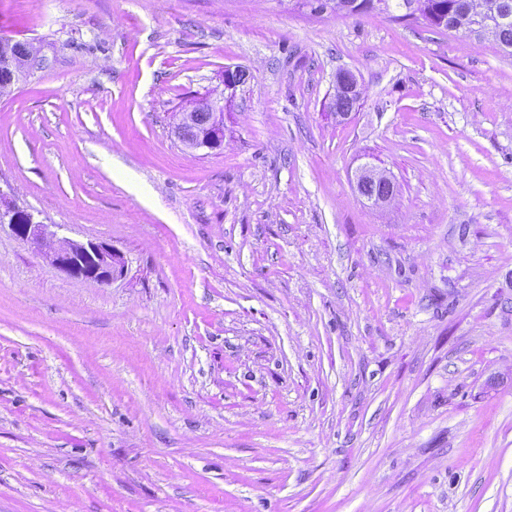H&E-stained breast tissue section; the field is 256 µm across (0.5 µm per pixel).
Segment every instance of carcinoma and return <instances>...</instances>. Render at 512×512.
Here are the masks:
<instances>
[{
	"label": "carcinoma",
	"mask_w": 512,
	"mask_h": 512,
	"mask_svg": "<svg viewBox=\"0 0 512 512\" xmlns=\"http://www.w3.org/2000/svg\"><path fill=\"white\" fill-rule=\"evenodd\" d=\"M417 12L430 25L475 40H491L512 56V0H416ZM481 15L490 20L484 32L472 28V18Z\"/></svg>",
	"instance_id": "cac0c4a2"
}]
</instances>
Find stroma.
Returning <instances> with one entry per match:
<instances>
[{"mask_svg": "<svg viewBox=\"0 0 512 512\" xmlns=\"http://www.w3.org/2000/svg\"><path fill=\"white\" fill-rule=\"evenodd\" d=\"M1 37L49 66L0 191L127 269L0 229V512H512V57L317 0H0ZM228 66L203 156L174 114ZM346 91L356 92L358 97L360 96V91L358 87V83L354 81L353 84H341L338 83L336 85V99H335V108H336V116L342 118L343 120L347 119L351 111L353 110L354 104L357 102V99L353 96H348L347 94H342ZM367 180H380L385 182L389 188L390 193L386 196L382 197H373V196H381L387 192V188L385 185L380 183H363ZM356 183L357 188L359 184H362L360 187V191L363 195L372 197L367 200L372 203L373 206L380 207L390 202L394 195V184L392 179L388 176L387 172L378 166L366 164L358 171L356 175ZM2 205L5 206L4 210ZM10 214L12 219L7 225L14 236L29 243L46 262L67 275L98 285L109 284L122 276L124 258L111 245L61 236L52 229L59 225L43 224L35 220L31 212L16 210L0 191V228Z\"/></svg>", "mask_w": 512, "mask_h": 512, "instance_id": "35a3bbf8", "label": "stroma"}]
</instances>
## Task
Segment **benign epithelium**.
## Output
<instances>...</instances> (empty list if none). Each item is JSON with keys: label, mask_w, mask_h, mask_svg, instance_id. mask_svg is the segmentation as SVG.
<instances>
[{"label": "benign epithelium", "mask_w": 512, "mask_h": 512, "mask_svg": "<svg viewBox=\"0 0 512 512\" xmlns=\"http://www.w3.org/2000/svg\"><path fill=\"white\" fill-rule=\"evenodd\" d=\"M25 68L18 70L8 65V74L0 76V96L13 91L35 71L47 66L48 60L39 52L25 51ZM223 89L211 90L191 100L175 113L177 122L174 134L180 143L191 151L207 154L224 149V102L233 99L243 86L242 70L224 67ZM380 180L394 188L387 172L375 165L360 168L356 183ZM11 217L8 226L17 238L30 244L32 249L46 262L71 277L81 278L98 285L109 284L122 276L124 258L109 244L88 240L86 242L59 235L52 225L34 219L29 211H19L6 201L0 191V224Z\"/></svg>", "instance_id": "benign-epithelium-1"}]
</instances>
